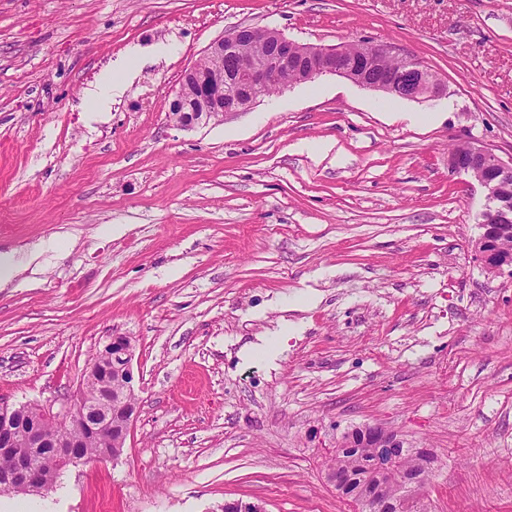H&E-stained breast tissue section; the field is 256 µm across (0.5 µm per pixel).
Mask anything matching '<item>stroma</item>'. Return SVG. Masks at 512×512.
Masks as SVG:
<instances>
[{
	"mask_svg": "<svg viewBox=\"0 0 512 512\" xmlns=\"http://www.w3.org/2000/svg\"><path fill=\"white\" fill-rule=\"evenodd\" d=\"M238 25L391 41L448 94L326 75L175 126ZM463 142L512 159V0H0V398L60 409L123 334L139 400L119 458L0 512H358L324 462L365 424L437 451L430 512H512V272L475 252ZM116 90H118V86L112 78V70L102 72L96 82L95 90L92 92L97 98L101 111H107L112 102V95Z\"/></svg>",
	"mask_w": 512,
	"mask_h": 512,
	"instance_id": "obj_1",
	"label": "stroma"
}]
</instances>
